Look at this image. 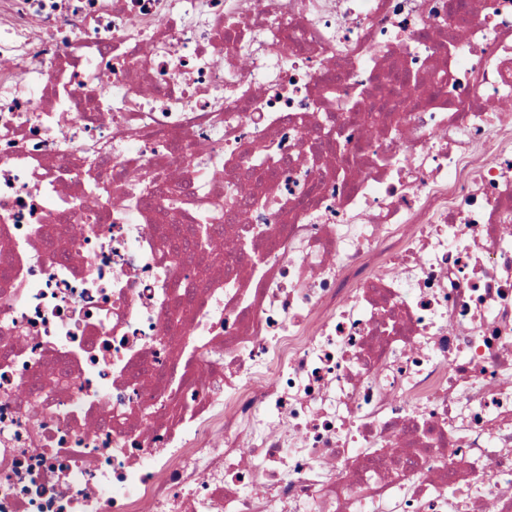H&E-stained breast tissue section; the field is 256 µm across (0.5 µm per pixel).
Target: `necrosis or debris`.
<instances>
[{
	"mask_svg": "<svg viewBox=\"0 0 512 512\" xmlns=\"http://www.w3.org/2000/svg\"><path fill=\"white\" fill-rule=\"evenodd\" d=\"M0 512H512V0H0Z\"/></svg>",
	"mask_w": 512,
	"mask_h": 512,
	"instance_id": "1",
	"label": "necrosis or debris"
}]
</instances>
